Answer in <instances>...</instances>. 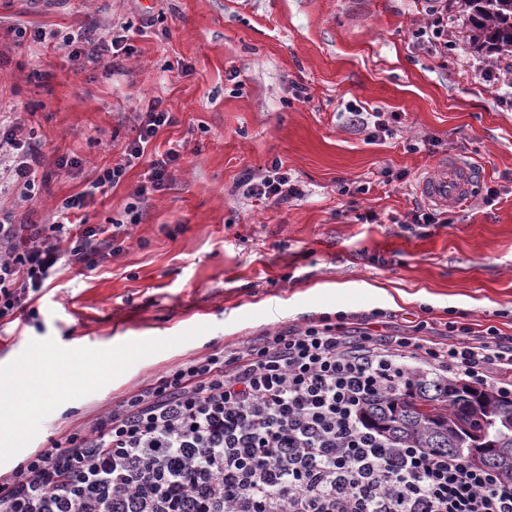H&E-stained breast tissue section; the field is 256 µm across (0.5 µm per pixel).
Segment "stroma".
<instances>
[{
    "instance_id": "35a3bbf8",
    "label": "stroma",
    "mask_w": 512,
    "mask_h": 512,
    "mask_svg": "<svg viewBox=\"0 0 512 512\" xmlns=\"http://www.w3.org/2000/svg\"><path fill=\"white\" fill-rule=\"evenodd\" d=\"M424 0H0V23L103 37L128 23L135 53L123 74L51 44L0 42V110L20 113L57 155L35 205L0 197V210L48 220L101 166L124 158L136 114L158 97L173 112L153 151L181 157L165 190L127 212L145 165L96 196L90 224H132L120 251L91 269H64L32 315L0 328V375L41 360L108 353L110 376L42 404L0 474L110 409L137 386L215 348L324 317H375L374 333L451 323L512 336V88L479 75L461 0H448V49L416 37ZM191 65L192 75L182 73ZM309 101H298L296 85ZM394 112L375 142L347 110ZM479 168L494 201L473 194L448 223L414 224L421 179L450 158ZM279 163L301 192L274 206L243 197L244 173ZM366 193H358V186ZM374 212L376 223L361 221Z\"/></svg>"
}]
</instances>
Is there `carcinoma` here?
I'll return each mask as SVG.
<instances>
[{
    "mask_svg": "<svg viewBox=\"0 0 512 512\" xmlns=\"http://www.w3.org/2000/svg\"><path fill=\"white\" fill-rule=\"evenodd\" d=\"M472 39L491 54L512 53V0H464ZM455 383L422 377L407 391L372 404L365 420H378V432L398 448H441L473 457L466 428L482 429L500 448L489 467L512 472V399L485 392L489 411L474 412L455 398Z\"/></svg>",
    "mask_w": 512,
    "mask_h": 512,
    "instance_id": "carcinoma-1",
    "label": "carcinoma"
}]
</instances>
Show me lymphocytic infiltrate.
<instances>
[{
    "label": "lymphocytic infiltrate",
    "instance_id": "lymphocytic-infiltrate-1",
    "mask_svg": "<svg viewBox=\"0 0 512 512\" xmlns=\"http://www.w3.org/2000/svg\"><path fill=\"white\" fill-rule=\"evenodd\" d=\"M54 46L90 63L107 49L116 62L134 52L127 36L106 44L83 22ZM173 121L151 99L123 163L101 168L49 222L0 214V327L60 269L93 268L106 248L122 246L126 225L77 217L143 158L149 170L138 196L165 189L179 152L151 159L147 147ZM20 129L15 113H0V194L29 202L53 170L78 160H48L37 133ZM241 185L244 196L277 205L300 196L276 164L260 178L244 174ZM459 333L441 343L324 319L177 364L1 474L0 512H512V476L461 453L391 450L362 417L425 374L512 395V336L492 327Z\"/></svg>",
    "mask_w": 512,
    "mask_h": 512
}]
</instances>
